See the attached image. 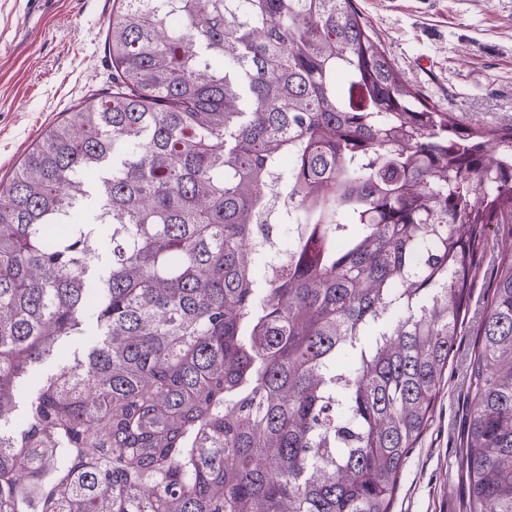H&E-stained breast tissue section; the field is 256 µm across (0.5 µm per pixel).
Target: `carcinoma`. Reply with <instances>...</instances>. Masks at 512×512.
<instances>
[{
	"label": "carcinoma",
	"mask_w": 512,
	"mask_h": 512,
	"mask_svg": "<svg viewBox=\"0 0 512 512\" xmlns=\"http://www.w3.org/2000/svg\"><path fill=\"white\" fill-rule=\"evenodd\" d=\"M112 91L0 192V512H391L512 125L408 85L354 0H120ZM279 186L288 251L254 249ZM472 366L469 512H512V250Z\"/></svg>",
	"instance_id": "carcinoma-1"
}]
</instances>
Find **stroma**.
<instances>
[{"label":"stroma","mask_w":512,"mask_h":512,"mask_svg":"<svg viewBox=\"0 0 512 512\" xmlns=\"http://www.w3.org/2000/svg\"><path fill=\"white\" fill-rule=\"evenodd\" d=\"M115 0H0V182L45 132L112 87L106 48ZM402 79L431 104L479 124H512V0H356ZM506 240L494 235L472 288L433 417L409 455L392 512H467L459 451L470 370Z\"/></svg>","instance_id":"stroma-1"}]
</instances>
